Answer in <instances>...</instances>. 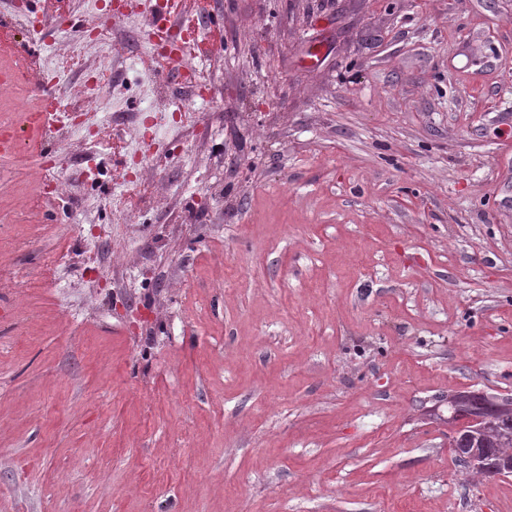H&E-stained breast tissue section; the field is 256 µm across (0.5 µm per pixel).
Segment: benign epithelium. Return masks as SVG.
Wrapping results in <instances>:
<instances>
[{"instance_id":"1","label":"benign epithelium","mask_w":512,"mask_h":512,"mask_svg":"<svg viewBox=\"0 0 512 512\" xmlns=\"http://www.w3.org/2000/svg\"><path fill=\"white\" fill-rule=\"evenodd\" d=\"M448 403L458 412L448 419V445L455 460L476 474L493 472L512 475V451L489 453L487 442L493 438L506 445L512 438L500 427L512 421V400H499L480 390L465 389L455 393Z\"/></svg>"}]
</instances>
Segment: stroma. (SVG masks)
I'll return each instance as SVG.
<instances>
[{
	"label": "stroma",
	"mask_w": 512,
	"mask_h": 512,
	"mask_svg": "<svg viewBox=\"0 0 512 512\" xmlns=\"http://www.w3.org/2000/svg\"><path fill=\"white\" fill-rule=\"evenodd\" d=\"M177 12L196 98L148 68L139 0L82 53L77 28L33 38L84 126L46 146L65 223H0L20 275L72 250L50 287L0 288V512H512V476L448 446L454 390L512 397V0ZM145 111L185 120L127 186L112 115ZM41 177L0 164V208ZM94 226L116 265L89 273Z\"/></svg>",
	"instance_id": "stroma-1"
}]
</instances>
